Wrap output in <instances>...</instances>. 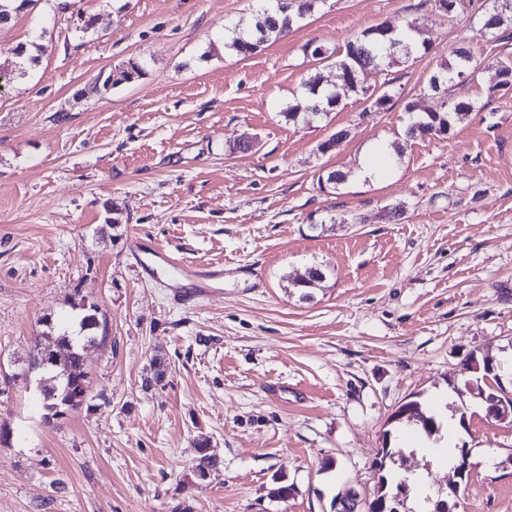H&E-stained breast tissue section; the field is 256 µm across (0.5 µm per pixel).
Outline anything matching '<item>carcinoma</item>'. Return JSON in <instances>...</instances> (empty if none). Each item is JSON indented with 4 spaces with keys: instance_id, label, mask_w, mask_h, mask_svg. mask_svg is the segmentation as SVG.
<instances>
[{
    "instance_id": "obj_1",
    "label": "carcinoma",
    "mask_w": 512,
    "mask_h": 512,
    "mask_svg": "<svg viewBox=\"0 0 512 512\" xmlns=\"http://www.w3.org/2000/svg\"><path fill=\"white\" fill-rule=\"evenodd\" d=\"M35 0H22V4L14 5V0H0V26L7 25L13 15L33 4ZM262 2L255 23L252 27L241 29L236 27L225 33V44L228 51L237 56L246 57L256 52L264 43L288 34L295 26L311 15L324 0H260ZM483 34L496 37L503 35L505 39L512 38V0H491L482 15ZM432 44L422 37L421 32L407 21L397 29H388L382 24L363 31L360 35L348 41L343 53L330 52L322 46L313 48L311 55L320 62H328L336 67L341 80L336 88H325L320 85V79L314 78L303 83L305 103H296L288 107L284 117L294 121L301 109H306L308 116L325 115L331 108L339 105L341 96L353 92L367 94L368 89L361 82V76L368 71L381 69L392 63L396 58L409 59L423 52L429 53ZM41 46L36 43L21 45L18 50L19 62L14 69L21 72L26 67L39 64ZM456 65L452 68L439 69L428 77L427 89H433L434 78L445 82L443 89L447 90L455 82L471 81L477 78V67L473 64L470 49L459 46L453 50ZM143 75L142 67L136 62H129L124 67L100 75L96 80V91H107L123 83H130ZM512 84V58L497 62L492 84L488 91L494 92L500 87ZM474 106L469 101L453 100L443 104L439 112L414 114V105H406V111L411 113L410 122L405 130V136L410 139L446 138L456 124L465 120L473 111ZM325 278L322 268H309L305 277L294 281V287L301 290V298H313L311 289L318 286ZM73 309L79 310L74 318L78 331L68 328L54 329L53 320L45 318L44 326L49 335L40 336L30 352L27 365L39 362L42 353L54 348L63 353L61 366L54 371L40 373V392L42 395L43 418L50 423L60 419L70 408L86 401L89 391L88 371L85 367L83 349L87 345H104L109 341L108 322L100 314L98 305L91 303L80 306L74 304ZM404 417L422 426L427 435L436 432V420L429 416L419 401H410L403 405L394 415V419ZM197 456L192 469L199 479L208 478L217 471L220 460L209 452L206 442L196 445ZM395 451L389 446L381 448L377 462L379 471L378 481L372 497L360 502L356 512H382L383 502H391L400 488L407 485L404 479L395 480L388 463L394 461Z\"/></svg>"
}]
</instances>
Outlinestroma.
Instances as JSON below:
<instances>
[{"label":"stroma","instance_id":"1","mask_svg":"<svg viewBox=\"0 0 512 512\" xmlns=\"http://www.w3.org/2000/svg\"><path fill=\"white\" fill-rule=\"evenodd\" d=\"M484 3L326 0L246 58L224 33L253 23L255 0H37L0 28L2 67L20 44L43 48L0 89V512H333L336 496L372 495L387 442L437 496L455 474L390 418L442 393L468 407L457 435L473 463L452 512H512V424L486 416L483 370H462L489 357L512 383V87L487 90L512 39L473 37ZM406 18L433 48L363 76L389 92L383 109L351 93L312 121L283 117L304 81L336 80L307 44L340 53ZM464 41L482 74L453 94L472 116L404 139L407 103L439 110L423 87ZM131 61L143 76L93 91ZM243 134L251 153L232 150ZM391 138L394 170L354 178ZM331 169L349 178L327 192ZM169 255L224 275L197 295ZM315 265L326 277L306 301L293 281ZM80 299L110 339L85 353L91 405L47 424L27 357L42 317L63 323ZM157 356L167 376L150 387ZM203 439L221 466L200 480ZM277 483L288 499L271 498Z\"/></svg>","mask_w":512,"mask_h":512}]
</instances>
